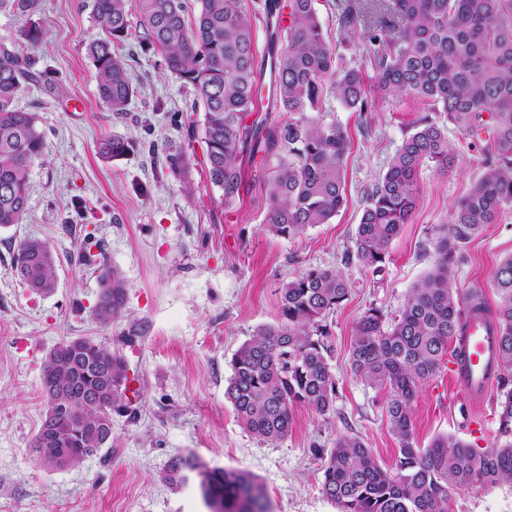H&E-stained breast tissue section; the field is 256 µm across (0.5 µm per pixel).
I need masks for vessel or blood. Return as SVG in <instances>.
Masks as SVG:
<instances>
[{"mask_svg":"<svg viewBox=\"0 0 512 512\" xmlns=\"http://www.w3.org/2000/svg\"><path fill=\"white\" fill-rule=\"evenodd\" d=\"M464 360L448 359V375L461 388L466 403L481 409L499 374L492 331L481 318L470 319L463 342Z\"/></svg>","mask_w":512,"mask_h":512,"instance_id":"obj_1","label":"vessel or blood"}]
</instances>
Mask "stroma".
<instances>
[{"label":"stroma","mask_w":512,"mask_h":512,"mask_svg":"<svg viewBox=\"0 0 512 512\" xmlns=\"http://www.w3.org/2000/svg\"><path fill=\"white\" fill-rule=\"evenodd\" d=\"M338 0L315 6L333 48L361 69L368 105L358 112L333 96L324 121L346 130L350 148L344 180L348 205L330 223L282 238L264 228L267 197L246 172L240 200L225 206L207 178L203 111L165 69L158 52L136 37L123 47L137 88L117 118L97 94L87 44L105 30L91 0H39L45 36L32 49L48 82L23 86L17 105L38 113L45 147L30 172L22 223L0 228V512H209L199 477L174 487L164 480L170 459L192 454L208 467L252 474L270 512H338L322 489L327 457L339 436L359 435L380 466L393 470L398 440L384 410L386 390L354 375L348 354L353 330L369 310L394 317L413 285L433 267L436 227L484 171L485 142L449 128L456 168L428 166L418 176V200L392 241L385 270L372 274L346 263L366 197L424 109L411 98L382 99L361 38H342ZM117 136L122 156L105 158L99 142ZM170 153L186 168L172 172ZM46 241L55 259L56 289L43 296L12 270L21 241ZM87 262H80V255ZM452 285L460 300L498 295L494 272L512 256V207L497 223L460 244ZM122 275V315L97 322L102 285L93 260ZM309 267H333L351 285L349 298L325 322L331 333L334 409L319 414L300 405L288 436L260 439L224 397L234 353L256 329L277 322L283 282ZM88 337L121 355L128 366L129 402L112 415V445L79 465L49 469L31 446L45 412L42 366L55 344ZM498 391L476 412L447 371L426 382L412 403L419 447L451 435L482 450L504 442ZM450 512H512V481L452 492Z\"/></svg>","instance_id":"obj_1"}]
</instances>
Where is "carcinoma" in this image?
Returning a JSON list of instances; mask_svg holds the SVG:
<instances>
[{
    "instance_id": "cac0c4a2",
    "label": "carcinoma",
    "mask_w": 512,
    "mask_h": 512,
    "mask_svg": "<svg viewBox=\"0 0 512 512\" xmlns=\"http://www.w3.org/2000/svg\"><path fill=\"white\" fill-rule=\"evenodd\" d=\"M126 2L93 0L107 36L87 46L99 96L117 117L135 95L121 52L130 27ZM138 2L141 43L161 54L167 71L191 87L203 109L208 179L222 191L224 205H232L245 186L239 157L249 152L252 164L260 152V167L271 169L264 181L266 230L286 238L330 223L346 203L349 140L341 126L323 120L322 102L332 95L361 111L367 102L361 69L346 64L326 42L314 0H264L262 19L271 29L267 109L285 113L271 122L248 121L264 69L243 0H196L192 21L185 0ZM2 9L31 17L18 33L0 34V228H7L26 214L29 169L45 145L37 113L18 108L16 100L24 83H38L46 73L20 50L43 38L42 24L32 19L38 0H0ZM338 25L345 36L363 29L374 46L372 69L383 97L409 96L465 135L485 134L490 142L484 173L439 228L434 266L413 286L401 313L386 328L384 315L372 308L355 326L351 369L370 385L390 389L385 412L400 444L396 473L384 471L356 435L336 440L324 469L323 490L339 512H448L454 488L512 481V440L478 451L447 435L421 448L411 410L420 387L440 371L448 344L464 335L470 317L482 316L498 334V415L501 432L512 435V256L494 273L495 308L477 292L462 306L452 288L458 243L496 223L512 205V0H350ZM279 41L286 47L277 55ZM127 148L120 138L100 143L101 154L109 157ZM430 162L447 172L456 156L445 123L427 114L414 122L367 195L354 255L372 273L384 270L392 240L416 208L420 170ZM12 268L34 292H54V258L45 241L21 242ZM97 270L102 291L94 317L106 323L123 312L125 284L117 270L104 264ZM349 291L347 279L334 269L300 272L281 285L277 324L258 327L234 354L224 395L257 437L285 438L298 403L319 414L333 410V347L322 321ZM126 371L121 356L85 337L47 352L46 411L32 443L37 451L53 444L40 454L44 466H76L83 449L112 444V412L126 408ZM192 471L204 498L221 504L220 512H268L251 475L208 468L190 454L173 457L164 480L179 486Z\"/></svg>"
}]
</instances>
